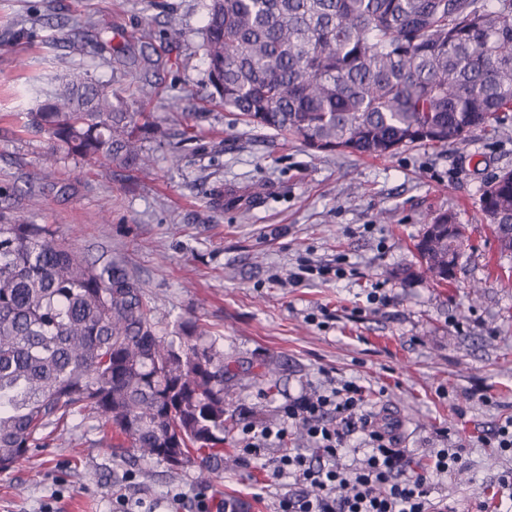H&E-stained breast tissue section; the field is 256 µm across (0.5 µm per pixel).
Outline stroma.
<instances>
[{
	"label": "stroma",
	"instance_id": "35a3bbf8",
	"mask_svg": "<svg viewBox=\"0 0 512 512\" xmlns=\"http://www.w3.org/2000/svg\"><path fill=\"white\" fill-rule=\"evenodd\" d=\"M206 0H0V206L55 225L88 258L107 254L139 277L164 335L179 321L207 327L233 377L226 391L240 424L281 422L289 398L324 376L384 391L403 424L401 445L425 454L444 447L440 429L461 437L491 431L512 415V257L501 254L480 211L485 183L512 170V112L470 133L462 146H415L386 158L317 152L244 123L202 97L207 67L196 41L155 42L154 66L135 65L145 22L200 32ZM131 62L116 63L114 48ZM84 74L134 109L180 128L196 113L180 160L157 150L153 168L107 171L51 155L45 134L24 129L29 112L59 80ZM149 98L133 101L142 85ZM55 164L59 187L40 178ZM264 185L256 205L214 206L212 188ZM40 197L31 207L28 196ZM449 213L468 227L457 282L434 285L415 245L426 219ZM345 255L354 276L291 285L303 262L332 266ZM384 284L389 306L366 295ZM491 396L483 403L481 394ZM93 413L75 417L45 451L0 472V512H112L130 506L168 512L174 494L233 502L238 512H277L284 487H263L242 463L215 471L133 462L100 442ZM462 478L443 483L453 512H474L492 496L505 462L475 448Z\"/></svg>",
	"mask_w": 512,
	"mask_h": 512
}]
</instances>
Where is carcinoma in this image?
Returning a JSON list of instances; mask_svg holds the SVG:
<instances>
[{"mask_svg": "<svg viewBox=\"0 0 512 512\" xmlns=\"http://www.w3.org/2000/svg\"><path fill=\"white\" fill-rule=\"evenodd\" d=\"M197 49L207 95L249 125L315 151L384 157L462 145L512 112V0H208ZM52 152L110 169L153 167L145 142L167 129L105 84L62 81L32 119ZM481 212L512 253V170L482 190ZM465 226L440 214L415 245L438 285L457 278ZM169 339L143 283L90 262L53 224L0 208V471L45 446L83 412L172 470L224 461L237 425L224 401V351L193 320Z\"/></svg>", "mask_w": 512, "mask_h": 512, "instance_id": "obj_1", "label": "carcinoma"}]
</instances>
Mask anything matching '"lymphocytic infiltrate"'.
I'll return each mask as SVG.
<instances>
[{
	"instance_id": "lymphocytic-infiltrate-1",
	"label": "lymphocytic infiltrate",
	"mask_w": 512,
	"mask_h": 512,
	"mask_svg": "<svg viewBox=\"0 0 512 512\" xmlns=\"http://www.w3.org/2000/svg\"><path fill=\"white\" fill-rule=\"evenodd\" d=\"M284 413L285 422L276 426H244L239 439L241 458L256 461L265 486L286 478L297 485V492L280 498L278 512H442L433 496L436 487L467 467L463 444L452 441L447 428L441 435L449 439L448 447L431 449L422 460L413 457L401 447L396 425L380 419L365 386L354 380L302 394ZM293 427L304 429L311 449L291 448L267 458L269 441H285ZM356 434L366 452L356 465L342 464ZM477 440L509 462L494 480L493 502H479L477 510L501 512L512 505V417Z\"/></svg>"
}]
</instances>
